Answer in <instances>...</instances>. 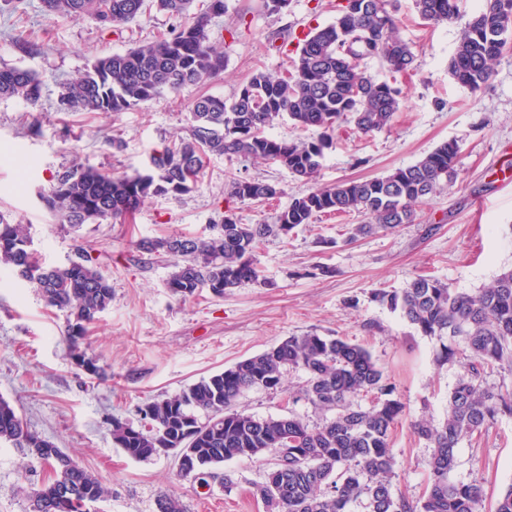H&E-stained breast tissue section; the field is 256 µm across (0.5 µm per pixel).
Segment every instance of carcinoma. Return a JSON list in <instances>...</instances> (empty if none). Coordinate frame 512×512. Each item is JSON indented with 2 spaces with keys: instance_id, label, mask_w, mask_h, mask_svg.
Here are the masks:
<instances>
[{
  "instance_id": "carcinoma-1",
  "label": "carcinoma",
  "mask_w": 512,
  "mask_h": 512,
  "mask_svg": "<svg viewBox=\"0 0 512 512\" xmlns=\"http://www.w3.org/2000/svg\"><path fill=\"white\" fill-rule=\"evenodd\" d=\"M193 0H42L49 17L90 16L109 28L132 23L155 9L180 20L159 40L99 57L61 84L64 112H123L164 93H179L224 70L223 46L209 34L211 16L224 13V0L191 12ZM459 0H413L419 17L432 24L451 20ZM391 0H344L336 20L311 29L297 41L291 70L281 77L254 73L231 102L201 95L192 103L186 134L151 156L133 175H114L85 165L57 173L40 194L45 209L61 223L79 227L135 214L145 199L191 192L201 184L208 155L278 164L297 178L316 179L325 150L333 146L336 125L349 122L363 134L389 127L400 108L402 90L381 80L366 60L379 58L388 72L405 73L415 55L398 35ZM512 33V0H484L482 10L462 28L448 72L460 85L480 90L492 63ZM43 81L26 68H0V98L35 104ZM308 132L305 138L278 139L267 129L279 120ZM460 150L450 140L414 164L381 177L315 187L291 200L273 224H243L224 211L217 232L208 237H143L141 255L165 256L173 271L170 293L180 298L208 289L224 291L265 283L255 258L259 244L273 233L288 234L318 213L356 212L366 223L355 235L387 231L414 220L416 208L453 184ZM230 199L262 203L283 194L276 185L256 180L229 181ZM28 227L0 211V263L38 288L46 306L66 313L72 363L90 376L101 368L80 349L91 325L112 303V286L96 259L80 248L62 267L44 266L31 248ZM375 300L400 313L423 336L436 340L438 365L460 371L448 393V416L434 425L411 424L431 453L428 481L411 501L393 491L397 461L392 432L405 405L395 384L368 349L341 337L290 336L267 350L203 377L181 392L145 403L144 421L112 420V439L125 454L147 461L164 453L184 456L183 478L201 485L214 469L232 460H253L271 453L273 467L257 485L265 512H481L483 489L451 481L459 443L479 434L500 413L512 414V392L488 385L495 372L512 374V268L476 294L459 292L435 278L419 276L402 290L374 292ZM307 374L299 391L325 418L315 427L290 413L258 417L236 409L247 391L278 390L289 370ZM371 397L368 408L358 398ZM26 448L50 465L48 483L31 495V512H100L107 491L101 481L72 461L52 441L30 433L19 411L0 398V443Z\"/></svg>"
}]
</instances>
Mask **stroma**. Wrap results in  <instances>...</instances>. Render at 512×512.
Instances as JSON below:
<instances>
[{"label": "stroma", "instance_id": "stroma-1", "mask_svg": "<svg viewBox=\"0 0 512 512\" xmlns=\"http://www.w3.org/2000/svg\"><path fill=\"white\" fill-rule=\"evenodd\" d=\"M224 2L223 14L209 25L211 38L224 46L223 72L135 109L99 114L59 111L61 83L96 57L167 33L172 18L154 11L118 33L88 16L47 17L40 0H25L21 11L0 0V67L27 68L43 80L37 104L0 99V211L28 224L43 262L67 265L77 248H85L112 286V303L83 344L102 369L96 378L69 358L64 313L46 308L34 285L0 266V397L19 410L30 432L99 478L108 491L102 512H157L164 492L178 497L186 512H264L254 490L272 467V454L220 465L232 489L216 481L203 489L179 476L173 457H128L112 441V421L136 420L144 402L173 396L285 338L339 336L365 346L397 387L405 410L392 437L400 463L392 484L395 493L418 499L430 450L411 424L445 420L459 368L437 365L435 340L372 293L406 288L420 276L473 292L512 267V45L494 62L486 85L470 91L450 76L448 62L482 0H460L456 20L437 26L420 19L412 0H393L399 35L416 54L415 70L397 79L400 110L390 128L368 135L340 124L317 184L380 177L455 139L454 186L431 197L413 223L367 236L353 234L360 215L318 214L313 223L261 242L255 256L264 285L183 300L166 286L168 259L140 257L137 240L209 235L230 206L243 223L271 224L313 184L276 165L213 155L198 189L151 197L133 218L77 230L51 217L39 194L58 171L76 163L127 175L143 170L153 152L185 134L197 96L228 100L256 71L283 74L273 42L296 45L298 36L335 19L339 0H290L278 16L267 14L261 0ZM232 27L239 30L234 41ZM114 138L122 140L121 149L111 147ZM234 177L264 180L285 193L261 206L236 205L225 193ZM305 380L303 371H291L284 390L249 391L237 408L260 417L291 412L319 424V410L289 398ZM50 476L49 466L28 450L0 444V512H30V491ZM451 477L480 484L488 507L512 487V415H499L486 431L459 443Z\"/></svg>", "mask_w": 512, "mask_h": 512}]
</instances>
